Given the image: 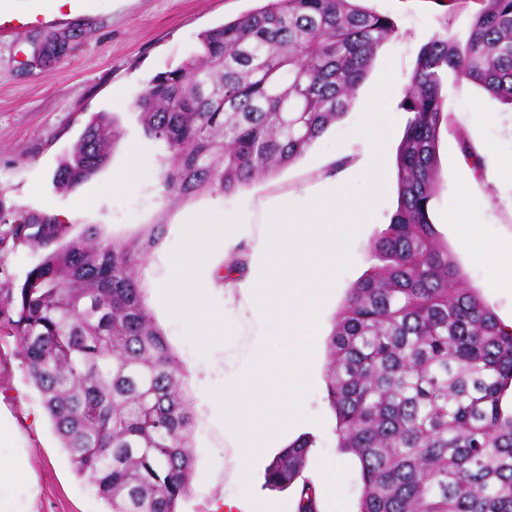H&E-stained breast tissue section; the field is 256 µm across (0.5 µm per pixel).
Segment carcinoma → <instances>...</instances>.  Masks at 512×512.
<instances>
[{"mask_svg":"<svg viewBox=\"0 0 512 512\" xmlns=\"http://www.w3.org/2000/svg\"><path fill=\"white\" fill-rule=\"evenodd\" d=\"M464 4V38L449 28L418 51L400 103L398 207L373 245L371 272L348 289L329 338L328 400L338 448L357 457L358 512H512V329L473 290L437 237V149L448 82L467 80L512 106V0ZM394 22L359 0H265L200 34L198 51L156 74L133 109L163 147L174 205L231 193L299 159L348 108ZM74 33L50 32L57 50ZM117 118L93 116L54 173L70 191L110 162ZM148 224L102 237L40 211L9 235L46 249L17 292L0 295V325L17 337L63 448L111 512H178L194 467L193 413L180 365L149 312L136 270L164 235ZM302 436L266 469L318 512L303 476Z\"/></svg>","mask_w":512,"mask_h":512,"instance_id":"carcinoma-1","label":"carcinoma"}]
</instances>
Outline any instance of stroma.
Instances as JSON below:
<instances>
[{"instance_id": "stroma-1", "label": "stroma", "mask_w": 512, "mask_h": 512, "mask_svg": "<svg viewBox=\"0 0 512 512\" xmlns=\"http://www.w3.org/2000/svg\"><path fill=\"white\" fill-rule=\"evenodd\" d=\"M258 0H88L85 7L47 18L10 33H0V235L15 212L37 210L66 218L71 235L84 224H98L103 235L128 238L145 225L163 221L165 234L148 263L138 271L149 311L177 356L194 416V470L179 512H250L243 487L268 501L270 512H296L295 489L265 484L267 461L249 477L237 468L238 437L222 420L212 390L231 384L247 371L260 349L274 344L268 318L253 304V285L268 245V216L283 201L303 206L337 186L362 180L368 170L367 146L358 134L364 110L384 71H391L388 109L395 126L384 145L385 196L354 237L349 266L342 270L320 309L307 361L309 382L299 414L276 430L271 447L313 436L304 475L314 485L319 512H358L362 492L358 460L337 446L336 418L327 398L328 340L348 288L373 266L371 248L398 205L397 151L407 115L400 107L419 48L444 27L464 33L469 10L449 14L448 0H364L365 7L391 18L395 32L380 47L374 64L345 113L287 168L256 179L231 194L202 193L168 206L160 179L161 147L148 139L132 109L136 96L157 73L175 68L197 50L201 32L255 9ZM53 31L76 35L64 57L32 65L34 46ZM448 131L438 144L439 192L432 219L439 240L460 269L463 287L476 291L504 325H512V290L501 287L500 253L463 248L457 236L466 221L481 224L486 235L512 246V179L493 177L490 163L512 166V106L462 80L448 85ZM118 117L120 139L109 165L77 188L56 192L52 179L60 160L96 113ZM469 143L480 165L465 159ZM144 178L130 187L113 184L129 160ZM227 224L222 250L184 265V277L207 290L210 309L222 328L209 336L187 338L184 322L167 296L172 263L199 218ZM245 250L243 277L224 282L229 255ZM42 249L6 240L0 244V288H19L38 263ZM15 337L0 334V410L8 412L18 437L0 450L27 458L30 480L0 491L15 512H109L108 504L79 477L62 446L37 390L26 377ZM339 472L337 484L327 481Z\"/></svg>"}]
</instances>
